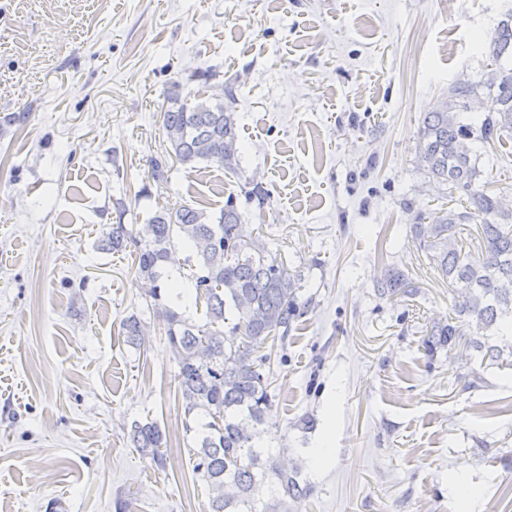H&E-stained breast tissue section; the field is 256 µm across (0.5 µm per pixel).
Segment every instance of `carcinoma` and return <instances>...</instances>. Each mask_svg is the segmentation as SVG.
Masks as SVG:
<instances>
[{"label":"carcinoma","instance_id":"carcinoma-1","mask_svg":"<svg viewBox=\"0 0 512 512\" xmlns=\"http://www.w3.org/2000/svg\"><path fill=\"white\" fill-rule=\"evenodd\" d=\"M491 64L501 72L497 83H456L447 103L426 113L419 129L418 161L434 179L448 185L450 208L431 225L428 247L433 268L455 288L453 316L426 332L425 350L432 354L452 348L463 326L476 329L471 347L490 364L512 368V210L487 186L478 185L481 171L466 141L491 149L512 138V12L502 16L483 45ZM492 97L496 109L472 115L480 94ZM161 113L169 143L168 155L185 167L204 161L234 171L239 166V128L232 103L201 95L170 96ZM151 178L167 181V158L150 162ZM235 197L227 198L217 222L192 204L154 213L135 229L121 221L100 225L98 248L132 259L135 275L146 281V295L161 314L167 344L175 354L178 401L185 432L193 434L189 448L193 474L208 489V512H288L286 504L307 497L297 475L279 468L276 456L261 442L271 407L269 342L286 341L292 324L307 313L300 301L299 279L283 261L244 240ZM476 225L481 255L451 245L452 236ZM184 252L190 267L188 290L174 294L168 263ZM378 291L391 298L411 297L406 275L387 270ZM194 297L204 305V319L186 316L181 300ZM234 319L226 340L224 324ZM120 335L139 349L145 332L138 316L120 322ZM164 438L159 423L134 420L129 445L164 465Z\"/></svg>","mask_w":512,"mask_h":512}]
</instances>
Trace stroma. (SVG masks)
Instances as JSON below:
<instances>
[{
    "label": "stroma",
    "instance_id": "obj_1",
    "mask_svg": "<svg viewBox=\"0 0 512 512\" xmlns=\"http://www.w3.org/2000/svg\"><path fill=\"white\" fill-rule=\"evenodd\" d=\"M512 0H0V512H207L170 351L131 260L98 250L125 223L236 196L248 241L299 275L308 314L272 364L264 445L311 489L290 512H512V370L483 366L467 330L426 355L454 292L413 232L448 205L417 162L426 112L484 81ZM210 69L201 87L191 75ZM232 91L237 172L172 163L171 86ZM512 203V140L483 150ZM266 189L246 202V183ZM410 298L381 295L385 268ZM137 315L149 348L119 334ZM156 419L166 467L125 427Z\"/></svg>",
    "mask_w": 512,
    "mask_h": 512
}]
</instances>
